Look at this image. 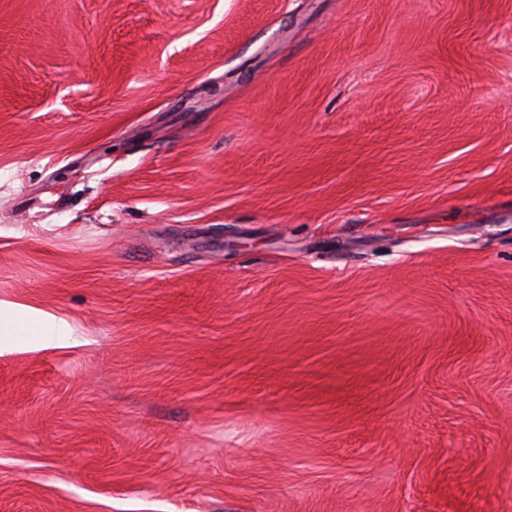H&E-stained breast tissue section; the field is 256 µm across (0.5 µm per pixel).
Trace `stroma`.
<instances>
[{"instance_id":"35a3bbf8","label":"stroma","mask_w":512,"mask_h":512,"mask_svg":"<svg viewBox=\"0 0 512 512\" xmlns=\"http://www.w3.org/2000/svg\"><path fill=\"white\" fill-rule=\"evenodd\" d=\"M0 512H512V0H0ZM42 331L39 336H71L68 326L53 316L33 309L25 311L13 305L4 306L0 302V341L2 336H25Z\"/></svg>"}]
</instances>
